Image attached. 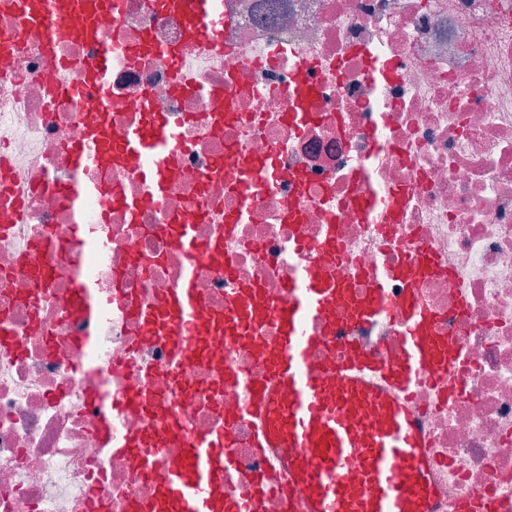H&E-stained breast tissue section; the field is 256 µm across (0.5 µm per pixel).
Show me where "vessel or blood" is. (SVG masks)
Wrapping results in <instances>:
<instances>
[{"label": "vessel or blood", "instance_id": "1", "mask_svg": "<svg viewBox=\"0 0 512 512\" xmlns=\"http://www.w3.org/2000/svg\"><path fill=\"white\" fill-rule=\"evenodd\" d=\"M60 0H0V10L18 13L23 31L41 29L55 20L59 37L87 35L89 23L103 19L107 0H67L73 16H61ZM111 49L99 52L90 73L101 111L111 99L107 86ZM176 142L166 113L154 112L147 126L122 135H110L105 123L90 127L69 152L81 167L123 164L129 155L148 161L141 171L154 190L147 200L160 204L163 179ZM176 247L215 262L224 256L217 246L194 242L190 225L178 216L168 217ZM286 300L279 307L265 303L255 288L241 289L233 300L235 318L258 326L274 319L279 338L263 348L270 368L269 381H257L234 367L224 371L226 385L240 391V419L254 426L255 447L278 449L288 457L291 490L285 494V512H429L435 494L434 459L427 440L407 403V393L422 377H436L440 386L452 384V373L462 365L448 341L431 343L426 329L430 314L416 288L395 301L384 286L371 289L356 306L352 318L369 322L392 316L403 308V359L393 366L366 355L349 343L348 356L331 379L315 375L314 356L326 343L320 331L305 329L306 320L327 316L330 305L347 297V289L325 279L308 256L283 276ZM200 315V299L190 278L164 301L158 313L177 366L194 362L202 352L201 336L186 327ZM170 435L183 448L180 463L158 481L154 500L141 503L139 512H262L266 491L262 474L247 476L253 493L241 500L228 494L219 473L235 465L231 432L211 438L190 432L180 417H173ZM358 470L359 480L347 477ZM491 502L478 493L449 501L448 512H490Z\"/></svg>", "mask_w": 512, "mask_h": 512}]
</instances>
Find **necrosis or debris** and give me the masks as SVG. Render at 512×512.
Segmentation results:
<instances>
[{
	"label": "necrosis or debris",
	"instance_id": "obj_1",
	"mask_svg": "<svg viewBox=\"0 0 512 512\" xmlns=\"http://www.w3.org/2000/svg\"><path fill=\"white\" fill-rule=\"evenodd\" d=\"M280 11L265 24L256 0H208L204 33L191 38L189 10L118 0L88 40L20 36L17 16L0 11V330L11 341L0 347V512H98L103 500L135 512L152 498L180 449H150L148 470L104 452L96 397L138 388L152 398L149 408L113 410L116 436L166 434L175 405L193 432L215 437L242 405L225 365L259 381L267 365L254 347L225 348L215 322L208 359L174 371L163 326L145 331L147 311L187 270L206 310H223L248 284L280 303V275L302 249L359 294L372 286L366 272L416 253L446 262L451 275L421 292L442 316L433 335L465 355L460 391L441 401L428 378L412 396L436 455V501L472 492L512 501V0H282ZM146 34L151 48L130 56ZM171 46L178 62L164 55ZM107 47L117 51L112 132L164 112L178 141L162 205L134 215L60 194L69 184H108L132 202L147 192L140 157L86 169L67 158L99 109L62 90L84 82ZM225 110L223 131L206 132ZM253 161L265 172L237 188L233 168ZM294 168L303 183L289 180ZM365 193L378 202L366 219ZM171 214L190 221L198 244L221 243L228 269L173 246L163 229ZM331 224L336 246L324 250ZM99 229L104 255L91 241ZM82 282L100 303L120 288L143 309L85 321L74 310ZM330 321L400 362L401 315L358 323L338 302ZM251 432L236 426L237 469L224 486L248 498L242 475L264 472L273 488L264 512H284L288 471L250 447Z\"/></svg>",
	"mask_w": 512,
	"mask_h": 512
}]
</instances>
